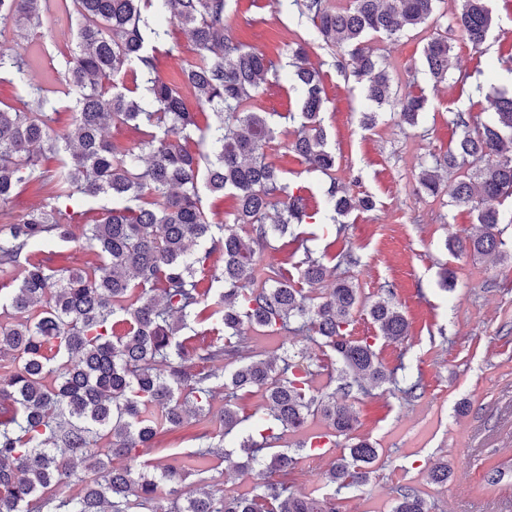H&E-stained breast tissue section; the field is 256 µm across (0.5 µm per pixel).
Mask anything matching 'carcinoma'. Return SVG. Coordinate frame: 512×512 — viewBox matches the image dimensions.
<instances>
[{"mask_svg": "<svg viewBox=\"0 0 512 512\" xmlns=\"http://www.w3.org/2000/svg\"><path fill=\"white\" fill-rule=\"evenodd\" d=\"M282 2L312 20L327 48L351 57L364 99L374 107L362 113L363 123L375 124L387 105L402 124H419L426 100L412 93L392 98L387 69L363 43L370 35L393 38L426 24L439 0H350L339 10L330 0ZM162 13L194 46L175 81L160 75V59L168 54ZM62 18L77 21L64 78L54 88L32 85L30 46H21L15 34ZM455 25L466 42L481 48L493 25L490 0H460ZM237 27L230 0H0V39L15 42L0 49V75L31 88L22 108L0 107V272L13 273L17 281L0 293V357L14 363L9 380L0 383V402L9 403L0 415V512H340L336 492L365 485L373 473L380 449L357 438L324 474L335 494L317 497L288 486L299 452L312 444L263 454L316 416L328 437L349 435L356 418L336 394L313 390L311 365L247 354L249 332L307 334L341 362L339 389L350 397L370 385H398L395 371L379 361L375 343L351 336L357 308L364 306L385 340L406 339L409 324L388 295L363 305L349 277L316 295V286L335 268L313 256L295 232L313 219L308 198L290 188L268 156L276 113L256 111V98L278 69L266 54L236 40ZM307 45L301 38L289 48L295 60L290 80L302 103L298 115H289L300 120L289 149L328 175L336 157L319 120L325 89L321 72L306 63ZM450 52L442 36L424 46L430 78H448ZM128 72L144 79L148 99L117 82ZM188 94L200 111H188ZM53 95L68 100L74 112L62 132L50 127ZM126 124L139 130L138 138H105L108 127ZM454 124L462 129L460 137L448 152L430 155L419 187L436 195L440 171L478 164L457 182L452 199L477 213L480 232L447 246L498 261L507 250L496 203L512 196V92L501 93L492 120L472 127L459 113ZM194 137L201 145L197 152L187 146ZM48 153L59 156L51 172L42 168ZM33 179L42 181L47 197L18 219L8 203ZM202 186L214 195L233 194L231 220L208 219ZM76 194L105 197L109 205L94 223L76 224L70 210L51 205ZM326 197V220L339 236L345 231L339 217L373 206L371 197L351 194L334 178ZM272 210L277 217L269 224ZM276 234L303 250L295 279L272 264L260 267L258 257ZM59 242L91 248L98 265L59 272L49 258L34 254L37 246ZM217 252L224 265L210 282L222 288L212 295L199 273ZM198 322L218 337L190 349L185 331ZM212 362L224 363L220 384L208 369ZM221 387L232 395L260 391L264 398L239 444L241 459L224 452V436L246 421L228 403L219 415L224 431L190 456L218 458L227 470L259 464L280 476L264 480L250 496L213 492L205 469L166 466L156 473L145 459L158 432L213 416ZM85 471L95 478L80 495L59 490L83 480ZM451 474L443 457L428 469V479L440 485ZM189 477L196 490L183 498L177 485ZM507 477L512 465H496L485 485ZM166 483L173 495L169 510L158 505V489ZM392 512L431 507L418 491L401 487Z\"/></svg>", "mask_w": 512, "mask_h": 512, "instance_id": "1", "label": "carcinoma"}]
</instances>
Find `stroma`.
<instances>
[{"mask_svg": "<svg viewBox=\"0 0 512 512\" xmlns=\"http://www.w3.org/2000/svg\"><path fill=\"white\" fill-rule=\"evenodd\" d=\"M459 0H440L437 18L395 39L376 38L369 46L391 75V92L400 97L413 91L427 98L418 127L400 124L390 108H382L376 124L365 126V105L350 68L312 40L313 25L276 0H232L239 16L238 37L265 52L283 75L289 71L288 45L309 38V61L323 76L327 100L320 113L328 146L336 154L333 176L309 170L286 146L294 125L285 115L300 109V96L290 82L268 85L260 97L263 111L282 113L272 160L291 187L302 188L315 207L325 208L330 180L358 195L371 196L370 210L342 217L344 237L330 241L319 225L307 224L309 248L331 255L350 250L359 263L349 276L364 301L371 302L391 289L410 326L408 339H378V330L365 311L353 317L351 334L375 338L379 359L389 368L404 365L407 376L420 379L421 397L405 401L391 385L356 395L351 404L356 434L376 442L382 450L369 482L341 493V512H391L398 486H411L431 503L434 512H455L465 499L467 512H512V480L484 490V475L500 463H512V256L495 262L479 256H452L447 240L477 230L476 214L451 203L456 174L443 178L437 196L418 193V176L429 153H443L459 134L456 113L471 122L489 121L498 91L512 90V0H492L494 24L483 49L463 40L454 17ZM445 35L452 44L449 80L437 83L424 72L423 48L428 40ZM455 274L453 288H445V270ZM254 352L288 353L294 361L316 368L313 387L330 393L335 385L327 370L331 360L305 335L255 336ZM468 400L467 415L456 412ZM219 429L218 420L188 423L161 431L151 460L166 465L177 458L192 467L188 451L203 434ZM347 444L337 438L320 456L301 455L288 482L294 490L331 494L324 474ZM447 457L452 476L446 485L426 477L430 462Z\"/></svg>", "mask_w": 512, "mask_h": 512, "instance_id": "stroma-1", "label": "stroma"}]
</instances>
